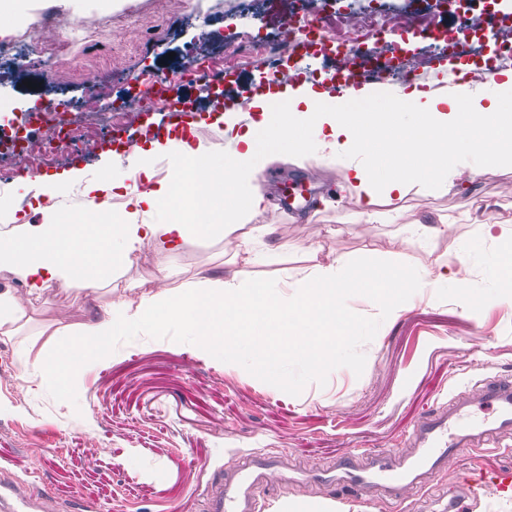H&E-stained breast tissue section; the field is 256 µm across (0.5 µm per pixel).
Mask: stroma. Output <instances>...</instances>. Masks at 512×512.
Listing matches in <instances>:
<instances>
[{"label":"stroma","instance_id":"stroma-1","mask_svg":"<svg viewBox=\"0 0 512 512\" xmlns=\"http://www.w3.org/2000/svg\"><path fill=\"white\" fill-rule=\"evenodd\" d=\"M185 16L177 0H83L80 33L69 24L71 0H34L12 22L15 36L54 44L78 35L73 56L54 68L24 57L0 63V114L25 124L29 114L62 101L81 138L95 145L76 157L50 155L31 176L9 178L11 161L0 163V234L42 221L40 201L50 196L56 213L86 220L96 211L86 196L90 182L115 184V198L133 185L129 156L111 142L134 134L139 122H168L164 106L145 100L131 111L110 113L133 89L152 77H169L201 131L194 145L213 159L232 162L242 149L239 134L253 122L250 100L259 86L306 84L327 93L326 77L336 53L299 58L282 39L294 11L321 22L331 45L344 43L353 27L387 19L388 34L415 72L414 84L451 79L468 85L473 102L486 104L496 87L469 80L473 67L493 62L491 37L472 40L463 55L448 59L431 35L458 28L461 20L433 0H192ZM264 42L268 53L245 61L225 56L243 37ZM204 51L214 71L235 70L225 97L238 102L229 119L207 115L208 89L176 78L191 54ZM82 70L99 73L96 86L81 83ZM365 158L353 153L335 160L313 144L301 156L276 153L258 174L267 199L248 215L246 229L273 226L274 234L245 252L219 235L195 236L175 250L156 240L131 262L116 266L111 285L29 292L9 270H0V292L9 291L26 316L12 337L0 335V371L16 382H0V467L24 476L39 461L35 479L61 508L84 512H205L202 491L214 466L232 454L261 450L287 456L305 469L331 465L343 447L361 450L399 446L422 415L446 401L461 384L492 375L512 377V297L495 294L484 274V256L496 243L481 233L485 224H512V164L474 174L469 155L452 151L447 175L432 186L414 185L401 196L381 197L378 222L358 220L351 171ZM67 175L55 194L48 178ZM420 224H444L447 234L428 238ZM373 259L415 269H448L449 285L410 289L400 309L390 310L364 294H343L341 305L363 323L330 351L322 367L305 362L254 370L244 358L196 337L172 335L140 324L109 336L99 355L81 358L65 396L42 386L39 362L47 351L76 342L71 332L52 335L51 326L72 329L118 303L137 304L141 284L171 290L187 281L261 279L282 285L289 273L337 259ZM167 265L159 274L158 262ZM466 282L480 302L453 290ZM512 473V440L476 452L459 451L447 474L394 503L373 500L350 488L301 484L287 495L264 490V512L318 506L322 512H428L437 498L461 482L477 486L476 512H512V493L496 494L490 474Z\"/></svg>","mask_w":512,"mask_h":512}]
</instances>
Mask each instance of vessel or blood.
I'll use <instances>...</instances> for the list:
<instances>
[{
    "mask_svg": "<svg viewBox=\"0 0 512 512\" xmlns=\"http://www.w3.org/2000/svg\"><path fill=\"white\" fill-rule=\"evenodd\" d=\"M512 436V380L494 376L463 385L406 432L403 446L345 454L320 471L295 467L284 456L256 454L214 471L204 490L206 512H258L256 492L304 482L347 486L366 496L402 500L448 471L461 448H493ZM0 512H55L51 497L30 480L0 469Z\"/></svg>",
    "mask_w": 512,
    "mask_h": 512,
    "instance_id": "obj_1",
    "label": "vessel or blood"
}]
</instances>
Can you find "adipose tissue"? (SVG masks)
<instances>
[{"label":"adipose tissue","mask_w":512,"mask_h":512,"mask_svg":"<svg viewBox=\"0 0 512 512\" xmlns=\"http://www.w3.org/2000/svg\"><path fill=\"white\" fill-rule=\"evenodd\" d=\"M423 98V92L404 88L388 96L380 89L365 86L347 89L340 97H327L305 85L286 86L283 92L254 102L260 118L242 135L245 150L230 163L220 187L224 196L223 223L204 226L185 219L186 213L197 210V198L187 190L204 168L197 150L183 144V164L176 177L159 180L151 165L152 152L145 149L139 155L137 173L149 182L150 188L132 198L131 210L100 214L65 233L52 209L44 208L42 223L22 225L8 244L0 245V269L12 271L31 291L39 292L53 285L73 286V241L78 236L101 237L102 244L95 251L93 262L107 275L114 266L130 262L139 246L149 240H162L173 250L189 236L204 231L227 239L240 238L242 247H249V238L239 237L238 232L247 213L264 206L265 197L255 190L242 199L238 188L254 181L267 162L269 150L264 139L276 105L315 113L319 139L334 153L345 155L359 148L361 131L374 118L363 111L364 103H408ZM458 99L462 112H428L426 130L434 139V148L428 152H412V142L403 133L394 112L376 117L391 134L396 147L379 151L372 166L353 170L361 221H376L375 205L380 194H402L414 182L426 186L437 183L446 170L443 155L448 148L449 127L461 129L458 151L512 158V113L502 111L497 99L479 106L472 105L466 93H459ZM162 204L172 212L169 223L139 222V215L153 212ZM488 236L497 243L490 280L496 291L512 294V226L495 225ZM116 238L123 242L118 252L112 249ZM423 279V273L414 269L360 266L340 260L336 265L318 266L312 273L293 277V293L287 301L278 289L261 280L187 282L165 293L147 288L136 307L119 304L84 325L81 334L93 339V350L99 353L106 347L107 336L123 327L141 322L163 329L174 323L200 341L229 342L241 350L251 347L255 350L254 362L276 364L305 350L334 347L335 334L356 331L357 322L338 305L342 293L368 294L395 310L406 290L417 287ZM300 332L305 335L301 341L296 338Z\"/></svg>","instance_id":"adipose-tissue-1"}]
</instances>
